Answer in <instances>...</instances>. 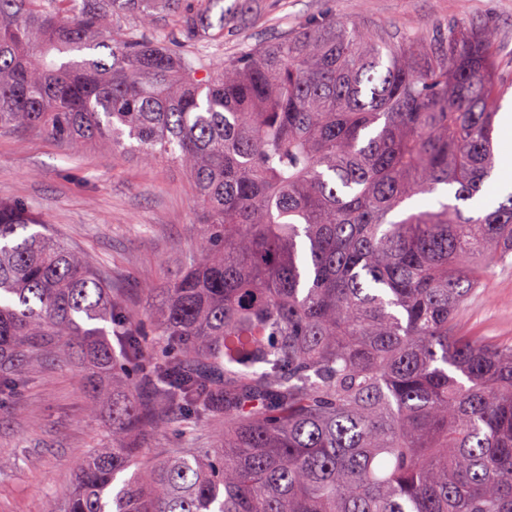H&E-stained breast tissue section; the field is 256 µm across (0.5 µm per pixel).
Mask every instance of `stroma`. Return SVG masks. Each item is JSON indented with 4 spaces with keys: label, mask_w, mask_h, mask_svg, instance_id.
I'll return each mask as SVG.
<instances>
[{
    "label": "stroma",
    "mask_w": 512,
    "mask_h": 512,
    "mask_svg": "<svg viewBox=\"0 0 512 512\" xmlns=\"http://www.w3.org/2000/svg\"><path fill=\"white\" fill-rule=\"evenodd\" d=\"M221 59L258 47L276 32L333 16L417 30L465 17L496 29L512 57V0H222ZM0 197L28 201L50 229L91 258L141 328L148 289L196 253L201 234L192 187L177 163L143 164L103 146L74 148L29 131L0 134ZM471 334L512 340V264L495 265L462 312ZM25 386L0 395V512H40L62 503L73 464L112 437L110 403L90 413L74 363L44 354L25 368Z\"/></svg>",
    "instance_id": "1"
}]
</instances>
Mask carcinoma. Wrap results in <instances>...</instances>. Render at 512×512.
Segmentation results:
<instances>
[{
    "label": "carcinoma",
    "instance_id": "obj_1",
    "mask_svg": "<svg viewBox=\"0 0 512 512\" xmlns=\"http://www.w3.org/2000/svg\"><path fill=\"white\" fill-rule=\"evenodd\" d=\"M223 39L185 0H0V131L175 160L203 224L148 289L145 368L90 258L0 199V391L52 351L116 395L40 512H512V342L459 318L512 256V193L462 208L495 168L500 36L332 18L216 68ZM211 418L216 448L141 445Z\"/></svg>",
    "mask_w": 512,
    "mask_h": 512
}]
</instances>
